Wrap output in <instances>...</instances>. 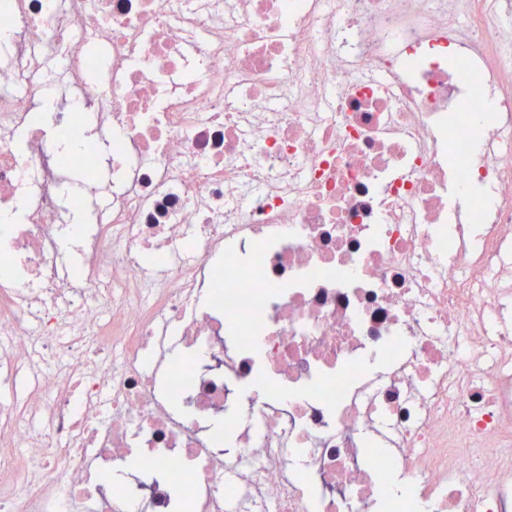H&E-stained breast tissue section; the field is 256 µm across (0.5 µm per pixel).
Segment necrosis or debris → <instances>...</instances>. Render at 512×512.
Instances as JSON below:
<instances>
[{"mask_svg":"<svg viewBox=\"0 0 512 512\" xmlns=\"http://www.w3.org/2000/svg\"><path fill=\"white\" fill-rule=\"evenodd\" d=\"M4 215L0 512H512V0H0ZM110 151L111 149L107 146L103 144L98 145L99 164L96 172L93 174L88 173V171L85 173L84 168H81L79 171H75L71 168L67 170L66 166L72 163L71 153H59L58 159L60 163L64 165H60V167L65 170L67 175L65 183L66 193L62 196L63 204H70L72 201L83 197L94 184L112 182V160L109 154Z\"/></svg>","mask_w":512,"mask_h":512,"instance_id":"obj_1","label":"necrosis or debris"}]
</instances>
